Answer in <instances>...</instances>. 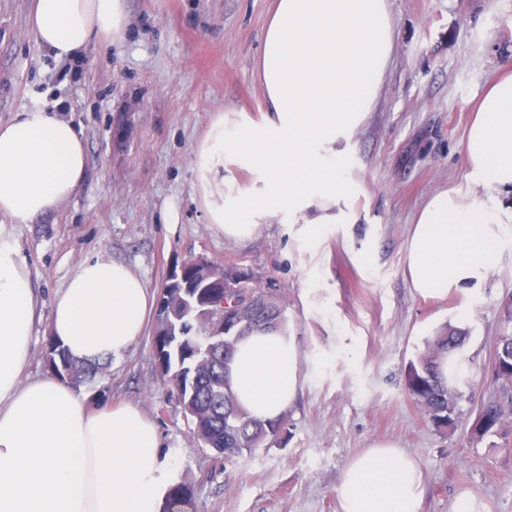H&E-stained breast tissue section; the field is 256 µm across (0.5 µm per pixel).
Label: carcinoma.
Wrapping results in <instances>:
<instances>
[{
    "instance_id": "1",
    "label": "carcinoma",
    "mask_w": 512,
    "mask_h": 512,
    "mask_svg": "<svg viewBox=\"0 0 512 512\" xmlns=\"http://www.w3.org/2000/svg\"><path fill=\"white\" fill-rule=\"evenodd\" d=\"M236 271L235 281L223 288H212L198 277L191 263L185 266L181 292L167 315L170 332L152 339L154 363L158 373L166 375L164 383L176 396L182 412L190 418L193 435L208 448L224 453L231 464L245 452L280 441L287 432L284 418L261 421L243 410L236 399L230 380L224 377L238 340L257 329L288 333V317L283 298L262 288L254 275L237 263L217 264L215 268ZM249 303V316L236 324L224 323V343L217 345L206 335L207 319L232 305ZM465 331L446 325L426 340L418 357L410 361L406 388L424 417L439 430L456 426L458 399L461 398L460 375L445 376L441 363L461 364ZM49 348L61 355L64 365L53 358L46 365L49 373L63 379L72 368L77 383L96 372L98 363H77L54 341ZM512 419V387L498 390L496 400L486 406L484 418L476 425L479 438L495 433ZM191 503L190 486L176 483L170 490L164 512H187Z\"/></svg>"
}]
</instances>
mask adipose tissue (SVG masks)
Listing matches in <instances>:
<instances>
[{"label":"adipose tissue","instance_id":"obj_1","mask_svg":"<svg viewBox=\"0 0 512 512\" xmlns=\"http://www.w3.org/2000/svg\"><path fill=\"white\" fill-rule=\"evenodd\" d=\"M126 0H33L29 27L56 59L92 39L121 41ZM394 47L387 0H273L259 66L268 114L262 127L226 130L216 114L193 149V190L211 229L246 242L260 225L288 221L310 242L346 218L336 165L342 142L380 94ZM475 182L512 188V69L483 94L466 131ZM256 178L230 192L228 166ZM86 171L71 122L36 107L0 124V512H162L170 482L155 424L136 406L90 408L70 384L27 376L42 314L12 225L58 209ZM503 218L443 191L418 212L406 254L412 288L435 296L486 275ZM155 295L129 265L100 255L79 263L56 293L54 340L94 361L129 352ZM293 336L243 337L229 379L254 418L280 417L301 384ZM423 473L412 456L377 443L353 457L338 486L341 512H418Z\"/></svg>","mask_w":512,"mask_h":512}]
</instances>
